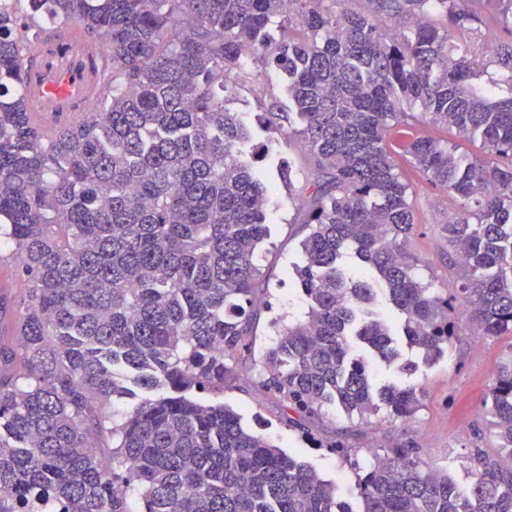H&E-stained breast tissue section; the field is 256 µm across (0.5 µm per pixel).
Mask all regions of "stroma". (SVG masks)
I'll return each mask as SVG.
<instances>
[{
	"mask_svg": "<svg viewBox=\"0 0 512 512\" xmlns=\"http://www.w3.org/2000/svg\"><path fill=\"white\" fill-rule=\"evenodd\" d=\"M287 86L288 78L282 71L252 61L242 87L226 103L231 111L241 113L256 132L247 150L256 166L264 171L269 186L270 236L259 258L263 274L254 305V333L249 338L252 352L238 360L236 379L225 389L223 401L240 413L254 432L307 463L322 477L336 482L347 502L356 500L360 467L369 465L374 454L393 448L412 449L422 462L447 469L459 488H468L473 481L474 452L492 459L501 456L486 425L483 399L499 364L512 355L510 336L471 335L466 318H459L458 336L443 355L429 364L420 351L409 346L405 336H396L398 363L388 366L373 362L369 368L377 383L422 390L421 408L413 417L403 420L393 418L383 405L364 419L347 416L336 407L326 408L322 418L310 419L267 396L261 387L266 377L261 356L275 339L270 319L280 315L294 322L307 311L294 267L302 261L300 243L308 233L297 209L301 189L311 174L310 158L297 140L282 146L283 156L293 167V183L285 185L263 156L262 146L272 132L259 120L261 99L271 92L285 96ZM395 162L412 195L415 224L408 251L418 260L419 272L425 279L433 281L440 293H452L455 274L448 267L442 226L457 211L458 201L433 186L403 153H396ZM338 440L354 448L353 462H346L333 450L332 445Z\"/></svg>",
	"mask_w": 512,
	"mask_h": 512,
	"instance_id": "obj_1",
	"label": "stroma"
}]
</instances>
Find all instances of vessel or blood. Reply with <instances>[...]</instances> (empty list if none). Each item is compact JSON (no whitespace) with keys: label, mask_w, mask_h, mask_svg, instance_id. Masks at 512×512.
<instances>
[{"label":"vessel or blood","mask_w":512,"mask_h":512,"mask_svg":"<svg viewBox=\"0 0 512 512\" xmlns=\"http://www.w3.org/2000/svg\"><path fill=\"white\" fill-rule=\"evenodd\" d=\"M29 57L26 87L32 122L49 136L60 117L81 120L98 94L107 66L104 50L90 47L81 26L73 23L60 38L38 43Z\"/></svg>","instance_id":"obj_1"}]
</instances>
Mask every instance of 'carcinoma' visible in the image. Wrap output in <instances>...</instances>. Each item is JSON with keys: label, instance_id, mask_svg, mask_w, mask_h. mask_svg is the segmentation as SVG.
Instances as JSON below:
<instances>
[{"label": "carcinoma", "instance_id": "obj_1", "mask_svg": "<svg viewBox=\"0 0 512 512\" xmlns=\"http://www.w3.org/2000/svg\"><path fill=\"white\" fill-rule=\"evenodd\" d=\"M25 0L0 11V239L27 284L5 332L0 316V512H340L336 487L232 407L224 391L250 351L256 263L269 236L263 174L242 158L253 132L224 105L246 58L288 75L269 128L307 149L297 268L305 319L279 326L262 387L309 418L334 405L360 418L383 403L413 416L422 394L374 388L352 339L385 362L398 352L382 319L356 313L374 288L346 276L370 265L431 361L457 335L512 336V0ZM393 23V33L379 21ZM491 19L511 37L471 36ZM78 23L108 68L77 124L45 138L26 112L28 44ZM496 67L497 97L478 79ZM429 123L478 140L484 161L416 136L401 144L428 181L454 195L443 226L457 296L441 295L407 251L409 185L391 132ZM162 393L142 401L125 385ZM127 402L123 422L102 408ZM490 434L512 461V355L486 399ZM347 512H512V464L474 456L466 491L394 448L357 484Z\"/></svg>", "mask_w": 512, "mask_h": 512}]
</instances>
